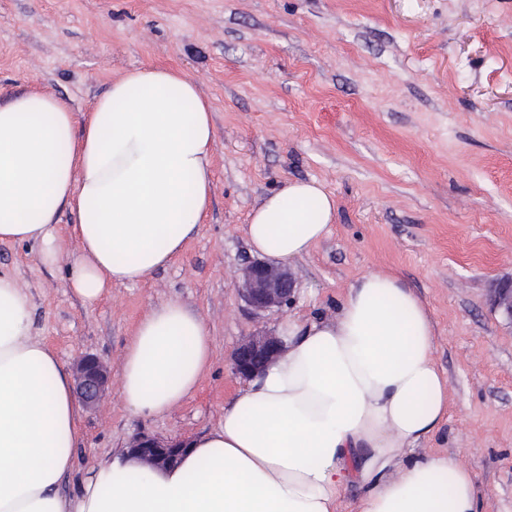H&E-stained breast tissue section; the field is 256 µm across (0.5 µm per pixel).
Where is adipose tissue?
I'll return each mask as SVG.
<instances>
[{"label": "adipose tissue", "instance_id": "obj_1", "mask_svg": "<svg viewBox=\"0 0 512 512\" xmlns=\"http://www.w3.org/2000/svg\"><path fill=\"white\" fill-rule=\"evenodd\" d=\"M213 105L172 67L129 69L83 116L40 90L0 104V241L36 244L43 264L72 263L86 303L170 266L206 223ZM336 219L317 180L266 196L246 227L253 250L308 255ZM284 356L250 378L222 422L178 463L144 468L127 450L61 491L80 435L71 375L34 339L30 298L0 271V512H485L472 474L418 445L448 415L424 302L397 276L349 286L335 316L281 329ZM212 361L204 321L171 301L135 327L120 395L134 416L193 396Z\"/></svg>", "mask_w": 512, "mask_h": 512}]
</instances>
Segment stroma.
<instances>
[{"label":"stroma","mask_w":512,"mask_h":512,"mask_svg":"<svg viewBox=\"0 0 512 512\" xmlns=\"http://www.w3.org/2000/svg\"><path fill=\"white\" fill-rule=\"evenodd\" d=\"M152 65L214 106L206 224L174 264L94 305L35 245L0 242V269L65 366L93 354L120 384L137 323L170 301L203 319L212 363L165 414L132 416L116 393L81 409L63 492L136 434L215 428L243 385L229 370L243 337L331 317L356 279L390 272L428 306L448 379V419L422 452L458 457L486 512H512V326L487 300L489 280L512 275V0H0V103L42 90L81 113L112 77ZM295 179L334 195L336 221L291 262L293 302L257 315L236 282L254 257L249 215Z\"/></svg>","instance_id":"35a3bbf8"}]
</instances>
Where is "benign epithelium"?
<instances>
[{
    "instance_id": "1",
    "label": "benign epithelium",
    "mask_w": 512,
    "mask_h": 512,
    "mask_svg": "<svg viewBox=\"0 0 512 512\" xmlns=\"http://www.w3.org/2000/svg\"><path fill=\"white\" fill-rule=\"evenodd\" d=\"M240 294L257 314L279 310L294 297L296 277L282 262L252 260L241 269L238 277ZM488 295L491 308L512 326V276L493 278ZM284 351L282 338L272 331H257L243 338L230 358L232 374L249 378L264 370ZM75 390L81 403L97 409L112 391L107 364L94 355H84L73 366ZM186 449L180 439L161 440L148 435H136L130 440L131 453L149 468L175 464Z\"/></svg>"
}]
</instances>
